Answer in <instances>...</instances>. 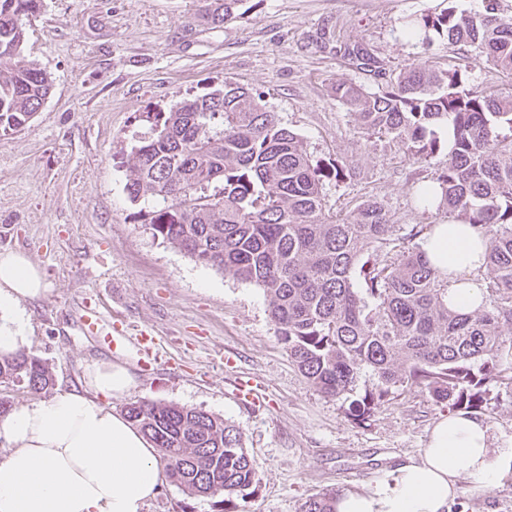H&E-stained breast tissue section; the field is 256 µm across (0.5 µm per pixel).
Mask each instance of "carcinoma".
<instances>
[{"label":"carcinoma","instance_id":"1","mask_svg":"<svg viewBox=\"0 0 512 512\" xmlns=\"http://www.w3.org/2000/svg\"><path fill=\"white\" fill-rule=\"evenodd\" d=\"M244 0H219L211 20L233 17ZM42 0H0V133L15 131L41 109L51 77L25 59L24 19ZM409 33L462 44L495 71L512 72V21L498 0L481 10L448 0L421 15ZM333 97L364 129L399 140L427 158L437 129L452 132L435 195L420 199L475 226L487 240L492 308L448 307V278L421 245L394 242L390 216L376 200L355 215L326 210L324 183L343 167L313 163L302 138L281 125L261 96L226 82L200 98L155 115L133 148L126 190L133 202L156 200L143 224L201 265L263 288L277 336L303 376L348 402L363 422L396 387H420L450 411L485 408L486 384H512V97L466 83L458 70L404 67L376 91L338 83ZM396 253L390 254L389 248ZM359 271L364 288L352 283ZM375 387L356 393L362 375ZM0 384L30 391L53 385L34 355L0 356ZM126 414L159 449L172 482L244 512L259 479L239 427L206 410L139 400ZM340 491L310 496L300 512H335Z\"/></svg>","mask_w":512,"mask_h":512}]
</instances>
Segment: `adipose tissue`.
<instances>
[{"label":"adipose tissue","instance_id":"1","mask_svg":"<svg viewBox=\"0 0 512 512\" xmlns=\"http://www.w3.org/2000/svg\"><path fill=\"white\" fill-rule=\"evenodd\" d=\"M486 247L469 224H436L423 239L432 266L448 277L454 308L483 306ZM45 291L28 257L0 253V355L22 349L21 304ZM134 384L126 366L110 363L91 372L89 394L60 388L1 417L9 451L0 458V512H142L165 474L157 448L110 405ZM509 467L512 449L493 454L484 419L451 414L435 423L419 459L396 467L375 490L343 493L336 512H449L458 481L485 491Z\"/></svg>","mask_w":512,"mask_h":512}]
</instances>
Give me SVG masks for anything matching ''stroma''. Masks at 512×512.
<instances>
[{"label":"stroma","mask_w":512,"mask_h":512,"mask_svg":"<svg viewBox=\"0 0 512 512\" xmlns=\"http://www.w3.org/2000/svg\"><path fill=\"white\" fill-rule=\"evenodd\" d=\"M212 0H43L25 21L23 54L52 78L49 97L25 126L0 135V253H24L46 293L25 301L27 354L49 367L55 387L88 393L100 363L127 364L136 384L113 400L117 413L147 400L196 407L238 426L260 480L245 512H299L326 488L371 491L418 457L448 409L425 391L398 387L365 424L344 400L314 387L277 339L262 288L195 263L145 229L144 202H131L126 169L148 118L233 80L263 92L313 161L345 167L328 181L331 211L381 202L394 237L446 217L418 189L448 158L441 146L418 159L399 142L367 135L331 94L332 85L374 90L383 75L353 63L366 47L385 72L405 66L466 68L472 84L512 95V73L464 56L447 40L407 36L408 20L443 0H245L233 20L206 16ZM98 309L131 338L155 337L152 356L107 354L79 321ZM254 378L255 409L233 393ZM484 419L497 448H512V385L487 386ZM143 512H217L172 481ZM451 512H512V470L494 488L464 491Z\"/></svg>","instance_id":"35a3bbf8"}]
</instances>
